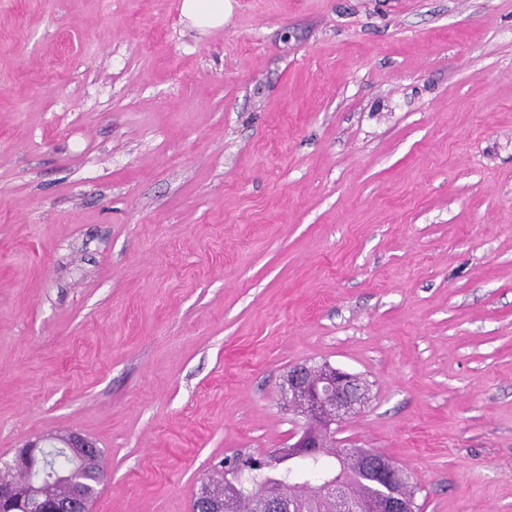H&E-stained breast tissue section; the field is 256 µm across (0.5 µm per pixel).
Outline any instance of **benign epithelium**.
<instances>
[{
  "label": "benign epithelium",
  "mask_w": 512,
  "mask_h": 512,
  "mask_svg": "<svg viewBox=\"0 0 512 512\" xmlns=\"http://www.w3.org/2000/svg\"><path fill=\"white\" fill-rule=\"evenodd\" d=\"M285 405L303 420L301 429L293 435L294 442L273 455H238V467L230 471L225 494L241 496L237 487L241 471H265L274 467L277 459H296L317 453L325 447L334 426L352 416L369 401V389L364 379L354 373L336 368L327 362L302 363L288 369L281 383ZM52 448L62 450L69 457V466L49 471L45 454ZM379 488L373 502L362 505L348 494L338 498V512H410L411 499L401 488L400 467L387 456L357 448ZM1 470L25 473L30 478L28 500L19 501L14 485L0 483V512H86L88 496L82 477L102 473L101 454L90 440L77 432L47 435L18 449L10 462L0 460ZM66 484L69 497L54 504L40 499L43 480ZM261 512H291L292 504L267 491L259 502Z\"/></svg>",
  "instance_id": "1"
}]
</instances>
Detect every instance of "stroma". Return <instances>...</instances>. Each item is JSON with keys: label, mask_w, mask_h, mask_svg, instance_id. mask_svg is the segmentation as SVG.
Listing matches in <instances>:
<instances>
[{"label": "stroma", "mask_w": 512, "mask_h": 512, "mask_svg": "<svg viewBox=\"0 0 512 512\" xmlns=\"http://www.w3.org/2000/svg\"><path fill=\"white\" fill-rule=\"evenodd\" d=\"M224 2L0 0V457L79 432L91 512H192L327 362L338 446L512 512V0ZM181 9L193 27L217 29L224 25V0H183Z\"/></svg>", "instance_id": "1"}]
</instances>
